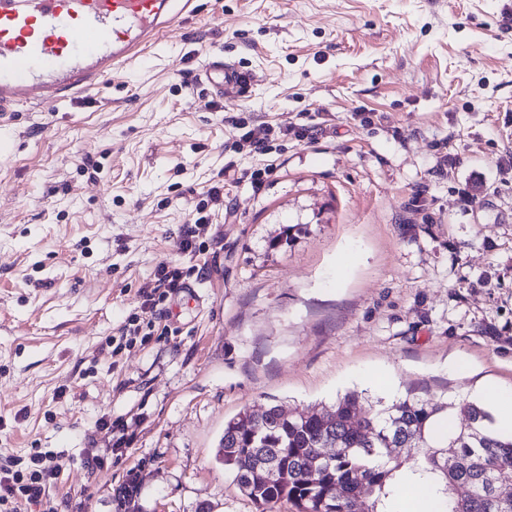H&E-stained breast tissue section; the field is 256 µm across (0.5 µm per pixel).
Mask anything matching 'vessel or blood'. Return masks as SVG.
<instances>
[{"label":"vessel or blood","instance_id":"b4317fda","mask_svg":"<svg viewBox=\"0 0 512 512\" xmlns=\"http://www.w3.org/2000/svg\"><path fill=\"white\" fill-rule=\"evenodd\" d=\"M199 7V0H0V112L32 101L50 107L101 85ZM197 79L222 96L251 90L218 55Z\"/></svg>","mask_w":512,"mask_h":512}]
</instances>
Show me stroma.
I'll list each match as a JSON object with an SVG mask.
<instances>
[{"label": "stroma", "mask_w": 512, "mask_h": 512, "mask_svg": "<svg viewBox=\"0 0 512 512\" xmlns=\"http://www.w3.org/2000/svg\"><path fill=\"white\" fill-rule=\"evenodd\" d=\"M214 54L250 97L196 83ZM239 119L315 134L277 139L257 191L268 159L234 154ZM2 145L0 468L53 452L56 512H259L215 454L225 420L271 403L492 384L512 411V0H202L86 99L0 117ZM231 158L224 248L185 255ZM164 262L187 270L170 335L102 348Z\"/></svg>", "instance_id": "1"}]
</instances>
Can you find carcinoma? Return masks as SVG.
Returning a JSON list of instances; mask_svg holds the SVG:
<instances>
[{
	"label": "carcinoma",
	"instance_id": "obj_1",
	"mask_svg": "<svg viewBox=\"0 0 512 512\" xmlns=\"http://www.w3.org/2000/svg\"><path fill=\"white\" fill-rule=\"evenodd\" d=\"M323 448L335 452L323 459ZM216 459L264 510L401 512L412 484L427 489L429 512H512V434L470 402L407 395L363 407L350 394L319 409H246L224 423Z\"/></svg>",
	"mask_w": 512,
	"mask_h": 512
}]
</instances>
